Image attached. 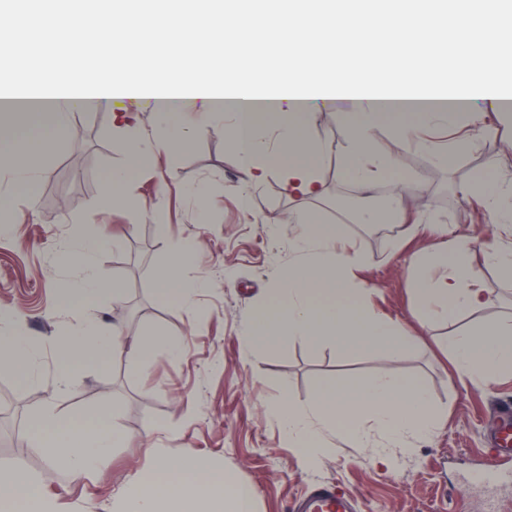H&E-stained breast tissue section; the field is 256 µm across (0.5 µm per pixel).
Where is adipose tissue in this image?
<instances>
[{"label": "adipose tissue", "instance_id": "1", "mask_svg": "<svg viewBox=\"0 0 512 512\" xmlns=\"http://www.w3.org/2000/svg\"><path fill=\"white\" fill-rule=\"evenodd\" d=\"M476 13L487 38L474 48L471 27L446 36L448 13L458 8ZM264 15L258 0H234L231 9L214 4L203 11L187 10L169 19L170 28L153 46L156 57L169 60L162 81L170 88L182 85L185 68L209 71L220 59H228L224 83L239 105L234 113L216 105L211 92L186 96L183 110L195 113L196 122L178 124V112L157 108L160 134L150 144L131 141L133 159L161 153L187 143L208 130L224 132L242 157L244 186L262 182L273 173L285 174L293 191L317 198L321 184L313 161L325 152L324 144L309 136L308 120L299 101L330 97L352 111L355 120L347 130L349 151L346 169L365 182L393 172L390 212L393 223L407 225L409 233H426V225L405 204L412 180L397 173L394 158L379 159L372 145L380 125L392 122L400 145L417 143L422 126L458 124L462 106L479 96L500 100L512 96V0H498L488 8L484 0H409L408 9L381 8L377 0H343L341 8L291 9L278 19L276 38L265 46L276 59L269 82L252 80V59L241 52L238 35L258 27ZM412 16L425 29L443 39L442 45H413L402 26ZM154 13L150 0H121L119 8L64 13L60 26L70 37V51L88 72H97L104 59L120 64V73L132 76L141 68L140 56L131 49L130 33L148 26ZM111 35L109 53L99 43ZM224 41L223 53L211 45ZM450 65L446 83L428 77L435 52ZM27 64L16 56L0 69V93L10 107L0 110V178L14 184H32L35 173L28 163L39 146L63 141L74 109L105 107L113 120L127 126L134 120L139 98L126 94L119 83H102L85 91L65 83L54 69H45L38 83L21 89L15 73ZM388 70L382 86L357 82V73ZM484 217L494 223L512 224V183L489 175L473 179L464 188ZM99 236L91 227L74 233L65 259L81 264L86 279L79 291L93 303L103 286L94 265ZM294 263L256 311L249 328L251 339L246 359L259 355L257 340L263 336L292 339L340 337L364 340L373 348L403 350L415 342L402 323L378 317L365 289L354 288L350 279L360 258L354 245L343 241L332 227L310 217L298 216L290 240ZM193 247L178 250L160 270L162 299L189 304L200 281L187 276ZM467 247L451 238L415 260L413 293L417 317L431 321L441 313H474L489 302L483 288L471 277ZM180 356V344L165 333L133 342L122 326L104 331L95 322L80 318L68 340L59 344L58 382L67 387L74 367L82 360L136 354L137 373H145L156 348ZM448 351L460 379L478 382L512 369V323L476 324L451 336ZM269 417L281 428L289 444L301 454L324 448L346 437L370 449L375 460L387 464L396 454H408L427 439L440 415L426 386L415 380L382 375L346 385L337 382L314 398L297 402L288 392L269 406ZM37 435L56 465L85 474L103 465L112 449L123 447L127 435L119 415L97 423H83L55 408L44 409L36 419ZM22 497L31 512H54L34 480L19 469L0 483V498ZM114 512H256L252 486L224 474L212 459L182 448L157 458L149 476L137 478L133 489L121 496Z\"/></svg>", "mask_w": 512, "mask_h": 512}]
</instances>
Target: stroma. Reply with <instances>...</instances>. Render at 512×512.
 Listing matches in <instances>:
<instances>
[{"label": "stroma", "mask_w": 512, "mask_h": 512, "mask_svg": "<svg viewBox=\"0 0 512 512\" xmlns=\"http://www.w3.org/2000/svg\"><path fill=\"white\" fill-rule=\"evenodd\" d=\"M471 110L485 123H496L499 132L476 131L457 163H441L413 145L397 150L389 123L379 127L373 143L378 156L398 155L400 174L414 177L409 203L425 223L444 224L449 234L470 238V274L491 297L479 312L447 315L426 326L412 314L411 279L416 257L432 250L437 239L382 235L376 225L357 223L337 208L340 195H385L390 178L366 186L346 173L349 121L336 106L319 100L308 109L312 139L328 147L316 169L324 187L318 200L291 195L276 174L241 198L236 191L241 156L216 131L192 137L176 154L156 155L150 168H140L126 139L117 135L110 110L74 111L66 139L46 144L33 158V187L0 182V207L11 213L10 222L0 223V308L16 312L37 353L31 377L0 369V410L13 409L17 440L16 447L0 451V467L30 475L54 502L55 512H113L132 477L151 473L156 455L176 448L213 459L254 486L258 512H287L295 495L318 483L353 496L358 512H483L485 491H463L459 485L469 470L495 461L494 410L512 399V372L477 383L460 380L442 346L469 325L512 317V285L484 259L486 249L506 234L478 216L462 193L487 166L512 176V116L496 117L485 98ZM120 172L126 173L140 209L100 215L93 204L103 181ZM158 211L163 220H155ZM301 212L334 226L356 246L362 264L352 287L370 289L381 315L417 335L412 347L394 352L332 337H263L261 356L244 360L253 311L294 260L286 238ZM81 223L106 227L97 262L108 290L90 308L68 295L82 281L83 267L63 259L72 229ZM193 239L199 248L187 274L205 286L192 307L162 301L159 270L175 248ZM113 284L122 292L120 299L112 297ZM83 314L107 329L122 321L126 335L140 340L165 332L181 343L183 355L176 359L157 349L141 376L132 373L136 359L130 355L88 362L70 390L58 392L55 342L66 338ZM340 368L352 382L384 374L419 380L445 411L444 423L389 467L375 465L369 449L346 440L307 461L268 420L265 406L284 389L294 399H311ZM49 406L82 421L118 409L128 444L114 449L98 472L72 475L38 443L35 419ZM159 422L173 425V432L155 431Z\"/></svg>", "instance_id": "stroma-1"}]
</instances>
